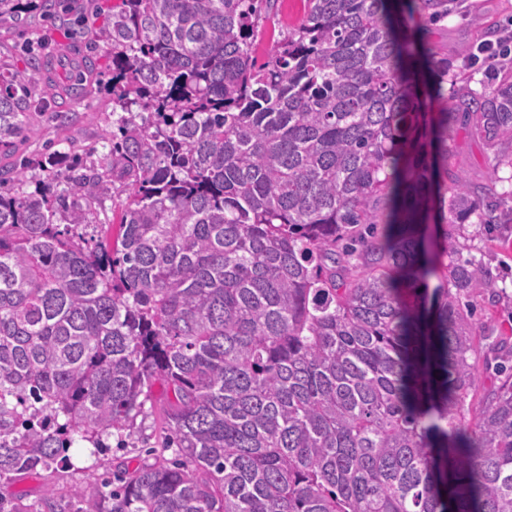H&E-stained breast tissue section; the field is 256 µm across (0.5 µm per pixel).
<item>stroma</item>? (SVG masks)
Masks as SVG:
<instances>
[{"instance_id":"1","label":"stroma","mask_w":512,"mask_h":512,"mask_svg":"<svg viewBox=\"0 0 512 512\" xmlns=\"http://www.w3.org/2000/svg\"><path fill=\"white\" fill-rule=\"evenodd\" d=\"M119 3L120 0H63L52 17H45L35 9L28 15L29 25L18 27L8 20L0 22L1 72L28 67L31 55L36 52L48 62L44 81L26 118L32 134L15 138L8 146H0V188L34 190L36 182L45 180L43 165L52 155L68 158L73 164L106 167L112 148V100L108 85L112 71L110 47L99 45L93 55L100 85H88L86 93L80 96L71 95L68 87L82 76L81 67L71 64L73 55L77 54L82 41L103 25L106 8ZM304 12V0H278L276 20L260 22L255 32L253 59L264 62L274 41L280 39L283 31L297 27ZM413 23L426 45L447 53L449 64L458 66L462 63L456 53L460 44L489 39L492 31L512 25V0H465L464 8L453 10L447 17L432 19L423 14L415 16ZM24 160L28 161L29 168L24 183L19 184L14 175ZM491 164L492 156L481 142L464 130L456 131L455 152L448 159L449 173H465L472 185L479 186L486 183ZM125 202L126 194L120 186L107 188L103 203L92 207L85 229L87 236L105 238L115 234ZM459 242L456 225H449V250L457 251L463 260L482 259L498 287L506 292L505 297L493 305L489 304L487 296L472 295L471 302L478 308V317L492 327L512 328V251L482 236L468 248L460 247ZM162 399L161 387H154V407L137 417L133 446L120 447L117 437L113 436L108 440L109 454L102 456L93 453L89 443L77 441L67 450L71 467L44 471L15 483L13 490L20 497L23 512H36L40 490L47 483L56 489L59 508L63 512H76L71 487L99 485L103 459L132 468L147 461L148 448L157 446L161 439L157 405Z\"/></svg>"}]
</instances>
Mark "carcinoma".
<instances>
[{
	"mask_svg": "<svg viewBox=\"0 0 512 512\" xmlns=\"http://www.w3.org/2000/svg\"><path fill=\"white\" fill-rule=\"evenodd\" d=\"M272 2L108 11L114 241L54 191L100 201L95 167L0 193V480L133 439L159 381L154 462L79 512H512V366L468 401L512 336L460 305L496 302L483 261H444L448 223L512 224V55L477 80L406 34L455 0H306L258 67ZM42 68L0 73L1 145ZM459 123L493 155L478 188L448 176Z\"/></svg>",
	"mask_w": 512,
	"mask_h": 512,
	"instance_id": "cac0c4a2",
	"label": "carcinoma"
}]
</instances>
